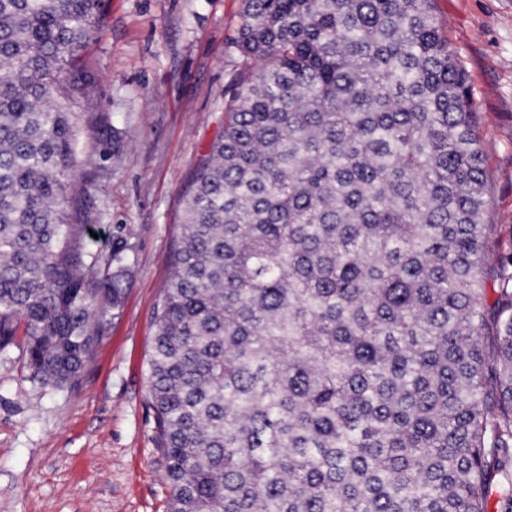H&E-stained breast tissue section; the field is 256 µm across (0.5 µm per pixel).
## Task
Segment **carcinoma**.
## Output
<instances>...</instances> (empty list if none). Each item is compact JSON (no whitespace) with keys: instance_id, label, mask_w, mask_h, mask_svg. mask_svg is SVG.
<instances>
[{"instance_id":"cac0c4a2","label":"carcinoma","mask_w":512,"mask_h":512,"mask_svg":"<svg viewBox=\"0 0 512 512\" xmlns=\"http://www.w3.org/2000/svg\"><path fill=\"white\" fill-rule=\"evenodd\" d=\"M106 0H0V350L74 382L120 308L69 222ZM155 313L168 512H512V256L433 0H242ZM494 344L481 345L488 325Z\"/></svg>"}]
</instances>
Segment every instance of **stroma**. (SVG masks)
Here are the masks:
<instances>
[{"mask_svg": "<svg viewBox=\"0 0 512 512\" xmlns=\"http://www.w3.org/2000/svg\"><path fill=\"white\" fill-rule=\"evenodd\" d=\"M434 10L479 116L490 308L512 253V0H435ZM240 11L241 0H109L86 57L96 80L68 211L94 225L93 256L108 257L118 224L135 254L120 311L75 385H42L20 347L0 351V512H167L146 385L154 312L191 182L224 129V44Z\"/></svg>", "mask_w": 512, "mask_h": 512, "instance_id": "1", "label": "stroma"}]
</instances>
